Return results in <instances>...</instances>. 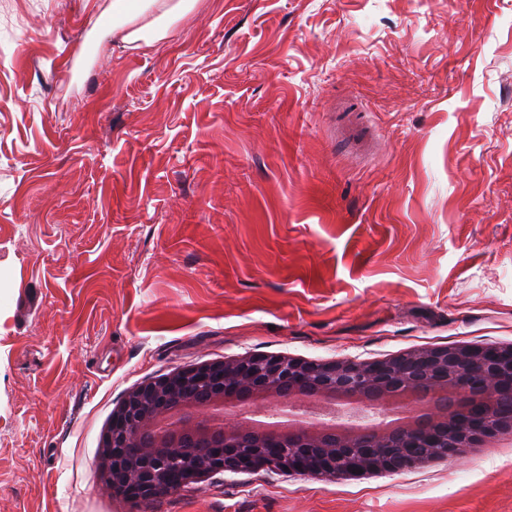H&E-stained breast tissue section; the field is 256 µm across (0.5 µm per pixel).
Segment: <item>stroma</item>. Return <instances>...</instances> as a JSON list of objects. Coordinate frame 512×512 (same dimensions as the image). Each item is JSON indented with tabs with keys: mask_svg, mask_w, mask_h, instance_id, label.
<instances>
[{
	"mask_svg": "<svg viewBox=\"0 0 512 512\" xmlns=\"http://www.w3.org/2000/svg\"><path fill=\"white\" fill-rule=\"evenodd\" d=\"M0 0V512H512V433L140 506L97 466L127 391L280 354L512 344V0ZM196 0H113L112 34L127 44L153 48L165 38L169 24L182 18ZM148 21L140 24L142 19Z\"/></svg>",
	"mask_w": 512,
	"mask_h": 512,
	"instance_id": "stroma-1",
	"label": "stroma"
}]
</instances>
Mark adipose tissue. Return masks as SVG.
I'll return each instance as SVG.
<instances>
[{
  "instance_id": "1",
  "label": "adipose tissue",
  "mask_w": 512,
  "mask_h": 512,
  "mask_svg": "<svg viewBox=\"0 0 512 512\" xmlns=\"http://www.w3.org/2000/svg\"><path fill=\"white\" fill-rule=\"evenodd\" d=\"M196 0H112V33L127 44L153 48L165 38L169 24L182 18Z\"/></svg>"
}]
</instances>
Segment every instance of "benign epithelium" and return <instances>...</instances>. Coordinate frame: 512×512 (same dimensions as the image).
Here are the masks:
<instances>
[{"label": "benign epithelium", "mask_w": 512, "mask_h": 512, "mask_svg": "<svg viewBox=\"0 0 512 512\" xmlns=\"http://www.w3.org/2000/svg\"><path fill=\"white\" fill-rule=\"evenodd\" d=\"M507 395L512 345L425 347L373 362L249 354L183 367L129 390L112 411L98 466L112 491L136 504L224 471L328 479L396 471L512 432V415L499 413ZM300 401L397 417L384 415L371 427L292 416L234 431L214 424L220 412Z\"/></svg>", "instance_id": "benign-epithelium-1"}]
</instances>
